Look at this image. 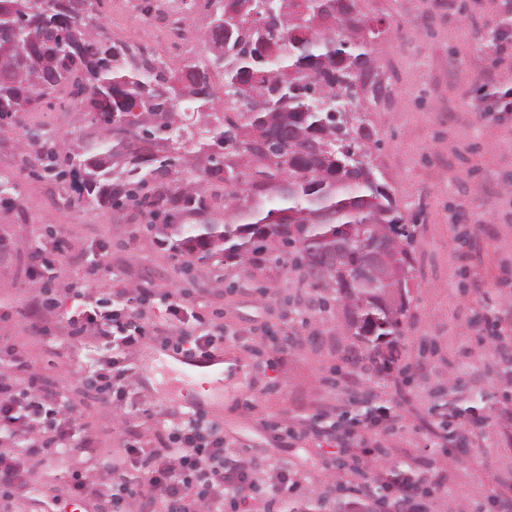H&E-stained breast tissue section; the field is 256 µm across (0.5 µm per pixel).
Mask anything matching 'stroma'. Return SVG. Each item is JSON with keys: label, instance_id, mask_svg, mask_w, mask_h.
Masks as SVG:
<instances>
[{"label": "stroma", "instance_id": "1", "mask_svg": "<svg viewBox=\"0 0 512 512\" xmlns=\"http://www.w3.org/2000/svg\"><path fill=\"white\" fill-rule=\"evenodd\" d=\"M364 9L388 25L374 42V57L396 81L395 95L365 114L380 141L375 156L402 207L419 216L404 337L413 381L382 379L348 364L351 341L341 312L287 320L286 299L297 283L284 267L269 264L219 288L218 269L197 264L184 280L178 260L154 244L143 220L87 203L64 205L53 184L24 169L14 135L5 133L0 181L16 183L18 201L0 208V239L8 244L0 250V349L24 351L44 385L73 408L81 436L92 441L88 452L40 462L30 476V500L64 496L70 473L84 469L91 456L136 479L126 465L120 421L136 419L160 445L164 419L181 409L190 388L173 366L144 351L137 358L136 396L122 411L110 412L87 391L95 340L77 349L63 339L48 342L39 330L57 331V316L30 306V249L55 241L61 255L51 288L61 305L72 302L70 284L103 258L109 269L95 284L102 298L146 282L154 290L152 318H160L165 294L178 292L204 327L239 333V341L224 344L232 362L207 417L243 449L245 460H287L318 492L345 481L327 464L329 447L302 439L282 443L265 425L298 430L319 417H354L357 400L365 399L374 409L391 407L395 417L393 430L378 421L367 435L371 447L383 449V463L408 464L440 484L429 512H448L452 499L488 505L512 483V401L493 407L463 455L442 450L441 418L432 409L434 391L449 374L462 376L474 392L500 384L481 343L491 328L475 320L483 292L494 298L500 327L512 330V112L497 98L512 89V29L490 37L501 18L512 17V0H366ZM103 20L129 43L152 47L161 39L131 22L117 0H107ZM285 329L299 343L272 354L274 336Z\"/></svg>", "mask_w": 512, "mask_h": 512}]
</instances>
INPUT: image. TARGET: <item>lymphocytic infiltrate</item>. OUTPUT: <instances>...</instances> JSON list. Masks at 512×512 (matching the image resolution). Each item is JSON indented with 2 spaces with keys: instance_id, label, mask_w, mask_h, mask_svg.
Wrapping results in <instances>:
<instances>
[{
  "instance_id": "1",
  "label": "lymphocytic infiltrate",
  "mask_w": 512,
  "mask_h": 512,
  "mask_svg": "<svg viewBox=\"0 0 512 512\" xmlns=\"http://www.w3.org/2000/svg\"><path fill=\"white\" fill-rule=\"evenodd\" d=\"M56 250L40 252L29 269L35 309H58L59 323L71 342L88 337L103 339L105 349L97 360L93 384L109 410L123 409L135 375L134 359L147 341L174 344L176 351L193 354L223 346L235 331L221 327L198 330V317L182 298L170 296L165 321L156 323L140 307L148 288L109 303L96 298L90 285L75 290L76 301L59 309L56 298L41 286L43 266L56 258ZM76 419L72 409L34 383L25 354L11 348L0 351V436L12 442L0 449V501L5 506L26 499L29 475L38 462L69 447ZM126 462L142 472L144 496L164 512H243L254 487L271 484L276 501L308 494V478L287 463L265 468L242 460L223 429L200 413L182 416L168 428L169 445L149 447L141 424L123 421ZM100 467L70 474L69 500L92 504L95 512H122L127 490L123 483L102 488Z\"/></svg>"
}]
</instances>
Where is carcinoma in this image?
I'll use <instances>...</instances> for the list:
<instances>
[{
  "mask_svg": "<svg viewBox=\"0 0 512 512\" xmlns=\"http://www.w3.org/2000/svg\"><path fill=\"white\" fill-rule=\"evenodd\" d=\"M203 37L189 55L163 59L123 42L98 15L102 0H0V133L10 131L60 200L96 203L141 218L155 243L228 273L288 264L319 313L340 310L352 360L367 372L403 374L409 302L383 303L389 285L360 276L375 242L401 255L410 294L415 218L374 157L363 103L392 96L376 66L383 30L360 0H180ZM68 99L79 134L28 128L22 113ZM343 109L347 119L335 120ZM136 113L140 132L114 129ZM17 187L0 181V207ZM496 373L512 380V353L496 336ZM463 379L436 391L441 416L492 409L496 393L469 395ZM410 479L395 467L377 490ZM288 512H376L368 499L328 491Z\"/></svg>",
  "mask_w": 512,
  "mask_h": 512,
  "instance_id": "cac0c4a2",
  "label": "carcinoma"
}]
</instances>
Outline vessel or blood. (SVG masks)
<instances>
[{
    "label": "vessel or blood",
    "mask_w": 512,
    "mask_h": 512,
    "mask_svg": "<svg viewBox=\"0 0 512 512\" xmlns=\"http://www.w3.org/2000/svg\"><path fill=\"white\" fill-rule=\"evenodd\" d=\"M159 355L189 377L194 384L193 393L187 394L184 403L190 409L201 411L206 407L205 392L221 386L224 382L223 350H205L185 355L167 348H159Z\"/></svg>",
    "instance_id": "b4317fda"
}]
</instances>
